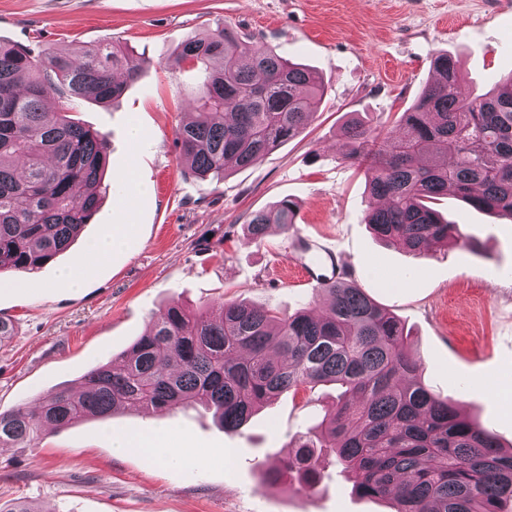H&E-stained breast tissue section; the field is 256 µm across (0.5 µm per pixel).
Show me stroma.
Returning a JSON list of instances; mask_svg holds the SVG:
<instances>
[{
    "instance_id": "stroma-1",
    "label": "stroma",
    "mask_w": 512,
    "mask_h": 512,
    "mask_svg": "<svg viewBox=\"0 0 512 512\" xmlns=\"http://www.w3.org/2000/svg\"><path fill=\"white\" fill-rule=\"evenodd\" d=\"M217 21L313 69L327 93L301 136L210 182L190 175L176 144L195 115L198 77L167 61ZM0 39L67 53L116 40L143 62L110 105L70 103L72 117L108 139L112 193L68 250L33 272L0 276V318L13 325L0 340V412L77 388L173 301L210 311L246 301L281 317L320 310L323 297L298 271L300 233L333 246L349 281L398 316L426 384L512 446V410L500 393L512 385V218L445 196L438 207L463 247L413 255L373 235L364 175L336 153L350 119L397 120L432 82L440 53L456 57L476 95L511 72L512 0H0ZM284 198L299 206L291 232L247 239L251 215ZM123 223L131 229L122 248L79 286L60 282ZM341 392L333 384L283 392L236 431L200 406L88 418L47 432L38 447L0 448V503L39 512H390L388 501L358 495L330 454L314 486L264 479V464L316 431ZM159 431L178 455L173 463L113 447L117 436Z\"/></svg>"
}]
</instances>
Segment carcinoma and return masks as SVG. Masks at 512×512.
<instances>
[{"instance_id": "1", "label": "carcinoma", "mask_w": 512, "mask_h": 512, "mask_svg": "<svg viewBox=\"0 0 512 512\" xmlns=\"http://www.w3.org/2000/svg\"><path fill=\"white\" fill-rule=\"evenodd\" d=\"M76 55L0 41V273H27L66 251L109 193L106 136L46 102H113L140 59L113 41ZM169 66L199 75L196 116L176 141L202 179H223L300 136L325 96L314 72L222 23L188 37ZM433 68L396 125L352 119L342 129L343 159L364 169L365 223L415 254L462 245L458 225L434 208L450 191L476 211L512 216V72L473 97L454 57L436 56ZM296 215L282 199L252 216L249 236L270 224L286 232ZM319 291L326 305L316 316L280 318L242 301L213 316L174 303L117 361L90 369L79 395L60 388L33 408L0 412V447L35 448L50 429L120 407L202 404L237 430L284 391L332 383L344 391L321 430L296 439L269 476L295 472L314 485L329 451L357 494L388 498L393 512H512V450L425 384L400 320L352 283Z\"/></svg>"}]
</instances>
